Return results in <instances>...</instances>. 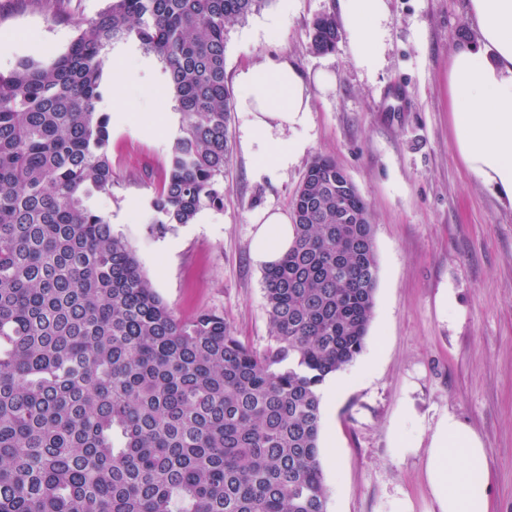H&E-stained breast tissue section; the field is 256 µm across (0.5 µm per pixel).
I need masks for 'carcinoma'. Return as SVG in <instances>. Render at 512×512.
<instances>
[{
  "label": "carcinoma",
  "mask_w": 512,
  "mask_h": 512,
  "mask_svg": "<svg viewBox=\"0 0 512 512\" xmlns=\"http://www.w3.org/2000/svg\"><path fill=\"white\" fill-rule=\"evenodd\" d=\"M267 2L110 0L65 52L0 74V512H326L319 387L362 351L379 272L373 225L336 223V161L311 162L264 271L261 350L219 312L176 316L87 205L112 191L107 48L132 40L180 111L151 223L224 206L225 36ZM309 39L334 52V18Z\"/></svg>",
  "instance_id": "carcinoma-1"
}]
</instances>
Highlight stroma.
<instances>
[{"instance_id":"1","label":"stroma","mask_w":512,"mask_h":512,"mask_svg":"<svg viewBox=\"0 0 512 512\" xmlns=\"http://www.w3.org/2000/svg\"><path fill=\"white\" fill-rule=\"evenodd\" d=\"M109 0H0V73L22 60L65 52L79 26ZM384 63L363 71L346 40L317 55L308 30L338 0H270L229 28L227 80L257 59L288 56L306 76L326 71L294 166L257 175L241 142L243 117L231 110L232 151L221 188L224 206L190 224L156 230L145 215L179 134L166 95L169 74L145 85L126 80L125 101L104 96L111 117L112 191L91 199L114 234L132 246L143 273L177 314L224 315L237 336L264 348L272 328L262 267L250 245L255 211H290L308 166L330 157L370 205L379 274L362 350L370 373L334 402H322L320 460L327 512H390L407 499L433 512L424 453L396 456L395 419L409 413L423 436L452 414L481 437L493 474L495 512H512V204L465 168L448 110V59L460 36L476 40L466 0H388ZM282 16L276 31L270 18Z\"/></svg>"}]
</instances>
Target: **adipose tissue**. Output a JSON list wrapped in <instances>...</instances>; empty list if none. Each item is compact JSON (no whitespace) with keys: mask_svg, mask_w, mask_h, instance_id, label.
<instances>
[{"mask_svg":"<svg viewBox=\"0 0 512 512\" xmlns=\"http://www.w3.org/2000/svg\"><path fill=\"white\" fill-rule=\"evenodd\" d=\"M481 40L461 39L448 60V107L456 146L469 172L512 203V0H467ZM347 45L358 65L377 72L389 24L385 0H339ZM333 78L319 73L308 81L288 60H258L241 68L238 110L244 117L242 143L255 154L261 172L282 174L304 149L315 92H327ZM251 243L255 264L277 263L293 242L289 215L270 208L257 212ZM425 449V473L436 512H492L491 470L478 434L448 416L422 446L416 424L395 426L397 455Z\"/></svg>","mask_w":512,"mask_h":512,"instance_id":"obj_1","label":"adipose tissue"}]
</instances>
